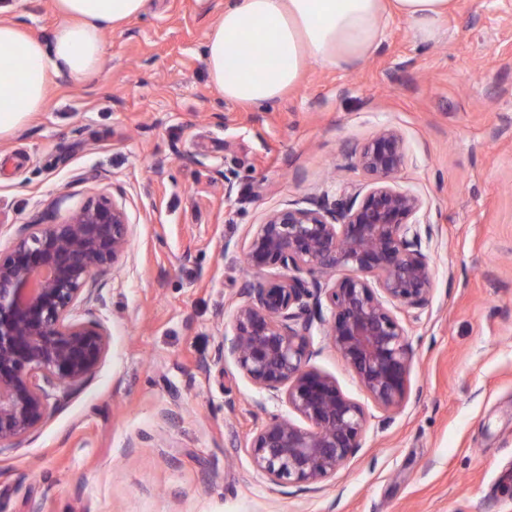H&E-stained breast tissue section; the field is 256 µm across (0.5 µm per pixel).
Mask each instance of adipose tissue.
Listing matches in <instances>:
<instances>
[{
	"mask_svg": "<svg viewBox=\"0 0 512 512\" xmlns=\"http://www.w3.org/2000/svg\"><path fill=\"white\" fill-rule=\"evenodd\" d=\"M146 0H54L58 21L38 37L0 20V138L44 111L52 77L80 85L107 62L105 33L141 14ZM452 0H224L206 35L204 66L226 102L260 107L294 88L317 63L346 71L379 45L382 21L436 40Z\"/></svg>",
	"mask_w": 512,
	"mask_h": 512,
	"instance_id": "obj_1",
	"label": "adipose tissue"
}]
</instances>
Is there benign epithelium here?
<instances>
[{
	"label": "benign epithelium",
	"mask_w": 512,
	"mask_h": 512,
	"mask_svg": "<svg viewBox=\"0 0 512 512\" xmlns=\"http://www.w3.org/2000/svg\"><path fill=\"white\" fill-rule=\"evenodd\" d=\"M406 148L392 128L356 154L370 178L364 195L292 202L251 235L244 261L262 274H284L242 289L232 334L218 356L308 422L272 417L250 441L255 468L279 486L311 485L336 475L360 447L363 408L336 379L309 365L315 313L326 297L327 333L374 402L401 407L412 350L391 303L425 308L433 281L422 249V200L391 185ZM125 210L106 197L88 201L56 224H34L0 255V453L18 445L51 414L55 394L68 396L96 373L109 348L98 321H81L91 278L127 251ZM348 274L324 289L321 278Z\"/></svg>",
	"instance_id": "7a95c632"
}]
</instances>
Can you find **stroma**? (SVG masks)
I'll return each instance as SVG.
<instances>
[{
  "instance_id": "1",
  "label": "stroma",
  "mask_w": 512,
  "mask_h": 512,
  "mask_svg": "<svg viewBox=\"0 0 512 512\" xmlns=\"http://www.w3.org/2000/svg\"><path fill=\"white\" fill-rule=\"evenodd\" d=\"M224 0H148L105 35L93 81L53 79L43 112L0 140V252L31 224L105 196L130 224L81 320L108 352L20 447L0 453V512H512V0H455L437 41L383 21L341 72L309 64L253 109L226 102L203 63ZM34 35L53 0H20ZM383 127L406 145L396 188L420 197L433 279L402 314L408 396L388 412L315 324L311 366L359 403L357 452L318 484L278 486L249 446L285 400L217 360L258 224L294 201L366 192L355 155ZM232 194H225V180Z\"/></svg>"
}]
</instances>
